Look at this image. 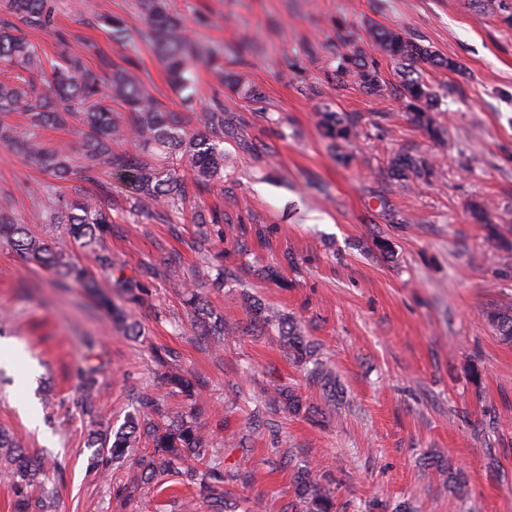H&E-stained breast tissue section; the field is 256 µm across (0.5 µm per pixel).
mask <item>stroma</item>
Wrapping results in <instances>:
<instances>
[{
	"label": "stroma",
	"mask_w": 512,
	"mask_h": 512,
	"mask_svg": "<svg viewBox=\"0 0 512 512\" xmlns=\"http://www.w3.org/2000/svg\"><path fill=\"white\" fill-rule=\"evenodd\" d=\"M500 0H171L193 38L242 56L245 76L263 97L228 95L204 63L194 67V100L184 109L151 46L113 41L105 17L141 25L138 0H85L84 14L54 0L55 26L25 30L39 54L80 55L93 68L135 65L148 92L182 113L185 129L203 128L214 99L224 102V182L191 193L177 224L133 219L110 173L104 199L118 216L105 244L113 269L153 268L152 309L125 304L146 330L125 336L87 289L59 283L24 263L0 238V426L44 459L56 487L51 512H208L198 490L171 483L143 488L120 506L107 482L87 469L85 417L72 401L80 375L98 370L100 420L119 429L134 400L155 397L165 410L182 400L157 377L149 345L180 355L203 388L198 423L226 469L237 512H302L295 474L310 470L330 487L337 512H512V345L488 323L490 308L512 305V251L488 239L470 216L488 206L512 231V27ZM349 27L380 63L382 87L329 84L325 70L345 47ZM389 28L454 62L451 70L417 64L436 94L432 111L447 145L410 120L404 63L370 40ZM360 115V134L338 161L319 132L325 110ZM420 154L436 174L414 183L390 179V159ZM45 175L0 147V204L25 220ZM219 208L224 238L202 242L191 215ZM57 246L98 282L93 253L60 228ZM386 249H379V242ZM223 250L228 285L204 289L233 333L214 345L188 331L186 279ZM293 318L320 346L340 391L328 403L307 380L287 344L252 315V299ZM303 399L299 413L276 391ZM54 406L44 409L41 393ZM63 462L64 473L53 470Z\"/></svg>",
	"instance_id": "stroma-1"
}]
</instances>
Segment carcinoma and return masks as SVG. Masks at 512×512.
I'll return each mask as SVG.
<instances>
[{
	"label": "carcinoma",
	"instance_id": "1",
	"mask_svg": "<svg viewBox=\"0 0 512 512\" xmlns=\"http://www.w3.org/2000/svg\"><path fill=\"white\" fill-rule=\"evenodd\" d=\"M7 17L0 18V67L18 68L30 77L16 76V80L0 81V146L23 156L30 164L51 177L42 183L40 201L31 214V223L18 224L5 212H0V234L7 237L21 260L52 270L58 277L78 283H89L84 268L71 256L39 235L36 225L62 224L65 233L84 249L95 252L103 268L113 266L112 256L103 248L112 235V208L103 206L95 195L76 192L66 195L59 191L57 182L77 176L81 181L97 187L105 194L108 187L99 179L100 170L111 169L128 185L138 203L136 211L149 210V204L161 201L166 209L156 214L163 222L172 223V215L180 211V204L189 196V186L208 188L224 182V102L213 101L206 110L205 133L188 134L179 113L162 107L150 98L141 79L124 68L112 72L109 86L112 99L124 106L117 112L101 104L104 91L100 75L75 54H63L60 61L44 65L34 46L20 35L21 27L45 29L53 23L52 0H6ZM142 27L135 34L129 33L126 21L114 15L105 20L112 39L125 43L137 36L150 43L165 63L167 82L171 89L183 95V101H192L194 88L193 63L202 61L220 73L224 84L239 97L256 101L261 89L247 81L241 74L224 71V45L204 46L188 38L181 18L169 9L168 0H139ZM337 40L350 51L336 57V66L328 76L338 84L355 81L367 90L381 88L378 64L368 59L358 43L356 33L345 28L337 32ZM373 44L384 55L400 61L425 62L436 68L451 70L456 64L435 54L429 48L404 39L391 29H377L372 34ZM411 99L412 120L432 139L443 140L445 130L437 124L428 111L433 101L429 87L417 78L406 82ZM83 104L82 122L85 126L82 149L73 152L62 145H49L39 134V128L58 124L73 105ZM25 112L29 117L28 133L21 135L8 121L13 112ZM320 127L323 137L333 149H341L359 134L360 117L352 113H321ZM129 139L142 150V157L132 160L124 154L112 152V142ZM435 174L432 161L426 157L399 156L391 162L389 175L406 181H425ZM474 219L484 225L501 245L512 247V240L491 224L486 208L478 206ZM195 219L208 228L200 232V239L207 240L211 228L224 236V212L212 210L207 214L197 212ZM207 271H194L198 281L187 291L186 304L192 310L191 326L203 336H211L220 344L229 329L224 317L213 313L200 289L224 287V252L210 256ZM150 271L142 277H128L124 272L104 284L106 288H122L128 301L142 307L149 301ZM489 320L500 339L512 343V307L495 310ZM265 324L288 342L295 357L312 364L311 377L326 375L318 358L319 346L305 341L292 322L276 314L264 317ZM154 358L163 369L161 378L171 391L194 405L201 395V385L189 373L175 367L177 353L168 348L154 351ZM95 371L85 373L80 395L73 401L78 414L97 423L99 407L96 400L97 380ZM159 413L157 400L148 395L137 398L136 406L121 430L94 429L88 447L93 449L90 466L105 477L112 474V465L130 448L144 445L138 459V470L127 482L113 486L114 496L124 500L134 498L144 484L161 486L171 476L182 483L196 484L199 494L206 500L210 512H224V483L234 479V473L224 470L215 461L212 444L201 432L193 415L178 413L161 423L153 421ZM0 475L10 484L15 496L17 512H45L50 492L42 490L34 495L33 489L41 475L37 457L5 431L0 430ZM296 493L304 503L305 512H335L333 492L319 486L309 473L298 476Z\"/></svg>",
	"mask_w": 512,
	"mask_h": 512
}]
</instances>
